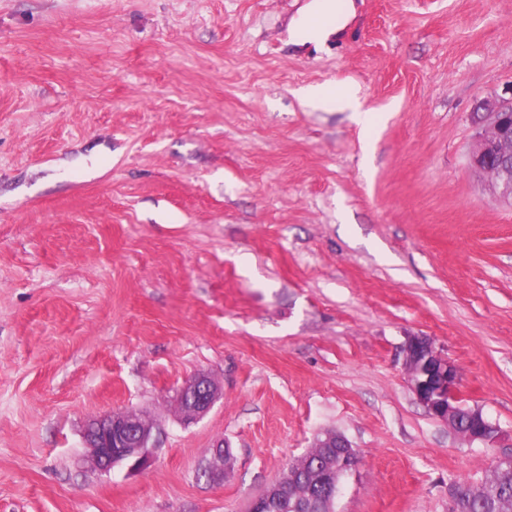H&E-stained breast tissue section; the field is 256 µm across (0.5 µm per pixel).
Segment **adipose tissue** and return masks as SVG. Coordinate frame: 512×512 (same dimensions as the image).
Instances as JSON below:
<instances>
[{"label": "adipose tissue", "mask_w": 512, "mask_h": 512, "mask_svg": "<svg viewBox=\"0 0 512 512\" xmlns=\"http://www.w3.org/2000/svg\"><path fill=\"white\" fill-rule=\"evenodd\" d=\"M355 13V0H308L299 15L290 20L288 34L300 44L323 43L337 37ZM305 97L324 109L355 113L365 138H372L374 118L371 113L361 111L354 89L321 85L307 89Z\"/></svg>", "instance_id": "obj_1"}]
</instances>
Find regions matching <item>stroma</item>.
I'll list each match as a JSON object with an SVG mask.
<instances>
[{
	"label": "stroma",
	"instance_id": "35a3bbf8",
	"mask_svg": "<svg viewBox=\"0 0 512 512\" xmlns=\"http://www.w3.org/2000/svg\"><path fill=\"white\" fill-rule=\"evenodd\" d=\"M0 0V512H247L326 430L336 512H448L512 447L430 417L408 334L512 431V204L471 165L512 95V0ZM355 88L377 129L308 105ZM224 396L194 424L189 377ZM133 409L154 463L100 475L82 430ZM224 440L233 471L200 478ZM343 2L338 10L335 0H310L288 23L289 37L299 44L323 43L337 37L356 13L354 0ZM224 395L223 387L207 373H197L187 379L174 399V409L184 424H191L206 416Z\"/></svg>",
	"mask_w": 512,
	"mask_h": 512
}]
</instances>
